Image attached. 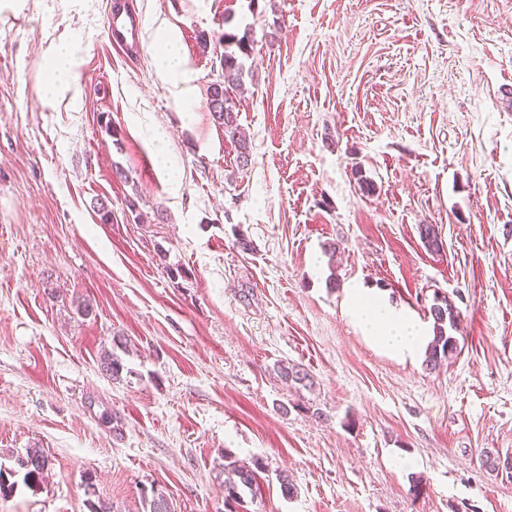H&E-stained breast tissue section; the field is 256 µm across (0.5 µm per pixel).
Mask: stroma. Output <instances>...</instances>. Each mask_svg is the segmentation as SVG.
Masks as SVG:
<instances>
[{"label": "stroma", "mask_w": 512, "mask_h": 512, "mask_svg": "<svg viewBox=\"0 0 512 512\" xmlns=\"http://www.w3.org/2000/svg\"><path fill=\"white\" fill-rule=\"evenodd\" d=\"M117 4L143 20L130 56ZM228 15L253 42L245 168L207 108ZM161 29L188 97L157 71ZM63 41L78 104L50 108ZM510 80L512 0H0V466L51 460L0 512H142L154 485L173 512H227L228 455L262 467L241 512H512V470L484 457L512 456ZM355 282L426 323L449 297L455 359L373 345ZM107 29L111 33L114 50L126 55V47L139 39L141 20L138 16L128 13H111L107 17ZM79 49L73 42L61 43L45 62L48 79L44 84L43 104L54 107L60 92L71 89L79 66ZM23 458L29 465L24 472L23 482L27 487L34 488L42 482L45 472L49 469V457L41 448H30L27 449Z\"/></svg>", "instance_id": "35a3bbf8"}]
</instances>
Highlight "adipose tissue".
Returning <instances> with one entry per match:
<instances>
[{"label": "adipose tissue", "instance_id": "1", "mask_svg": "<svg viewBox=\"0 0 512 512\" xmlns=\"http://www.w3.org/2000/svg\"><path fill=\"white\" fill-rule=\"evenodd\" d=\"M155 58L164 79L179 94H188L190 74L184 66L176 40L160 38L154 44ZM74 43L56 46L45 62L48 79L43 103L54 106L60 92L70 89L79 66ZM349 313L354 323L387 353L402 359L418 358L431 339L430 329L406 310L392 305L377 289L361 283L348 290Z\"/></svg>", "mask_w": 512, "mask_h": 512}]
</instances>
